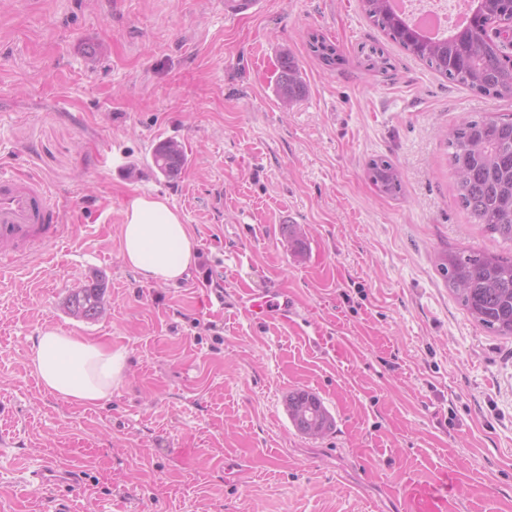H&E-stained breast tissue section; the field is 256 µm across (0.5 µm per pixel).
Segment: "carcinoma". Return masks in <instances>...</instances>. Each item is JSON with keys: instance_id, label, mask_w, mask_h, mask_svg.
Listing matches in <instances>:
<instances>
[{"instance_id": "obj_1", "label": "carcinoma", "mask_w": 512, "mask_h": 512, "mask_svg": "<svg viewBox=\"0 0 512 512\" xmlns=\"http://www.w3.org/2000/svg\"><path fill=\"white\" fill-rule=\"evenodd\" d=\"M393 0H361L368 19L389 39L450 82L482 95L512 99V55L489 30L512 13V0H469L467 20L439 38L425 36ZM310 51L327 67L340 60L335 43L313 33ZM279 96L299 99L305 92L300 65L288 57L278 81ZM448 156L456 176L460 205L477 224L512 243V118L488 113L462 121L448 132ZM153 167L164 177L177 176L186 156L173 141L152 152ZM369 182L383 195L403 191V174L389 158L377 156L365 165ZM439 272L470 316L494 336L512 337V258L450 249L443 253ZM105 280L98 276L73 291L66 308L73 315L95 319L104 308ZM288 414L294 427L306 433L307 420L318 421L322 434L334 419L322 401L305 390L288 393Z\"/></svg>"}]
</instances>
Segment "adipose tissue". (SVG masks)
Instances as JSON below:
<instances>
[{
  "instance_id": "adipose-tissue-1",
  "label": "adipose tissue",
  "mask_w": 512,
  "mask_h": 512,
  "mask_svg": "<svg viewBox=\"0 0 512 512\" xmlns=\"http://www.w3.org/2000/svg\"><path fill=\"white\" fill-rule=\"evenodd\" d=\"M120 241L124 263L146 283L177 284L197 260L195 236L162 196H138L128 202ZM29 362L49 393L96 405L120 385L127 356L125 351L47 326L33 338Z\"/></svg>"
}]
</instances>
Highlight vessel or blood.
<instances>
[{
    "mask_svg": "<svg viewBox=\"0 0 512 512\" xmlns=\"http://www.w3.org/2000/svg\"><path fill=\"white\" fill-rule=\"evenodd\" d=\"M62 221L63 211L42 178L0 173V263L29 256L56 240ZM241 307L257 322L275 318L285 324L295 316L272 289L250 295ZM399 512H448V494L436 479L408 482L401 490Z\"/></svg>",
    "mask_w": 512,
    "mask_h": 512,
    "instance_id": "1",
    "label": "vessel or blood"
}]
</instances>
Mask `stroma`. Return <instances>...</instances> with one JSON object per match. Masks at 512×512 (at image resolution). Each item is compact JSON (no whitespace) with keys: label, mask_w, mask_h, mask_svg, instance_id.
I'll list each match as a JSON object with an SVG mask.
<instances>
[{"label":"stroma","mask_w":512,"mask_h":512,"mask_svg":"<svg viewBox=\"0 0 512 512\" xmlns=\"http://www.w3.org/2000/svg\"><path fill=\"white\" fill-rule=\"evenodd\" d=\"M314 31L343 65L310 54ZM373 47L387 70L367 69ZM287 55L295 101L277 94ZM487 113L512 100L440 77L359 0H262L243 18L224 0H0V173L43 178L66 224L0 278V512H396L405 479L441 470L452 512H512V338L478 326L437 267L450 248L512 255L461 207L441 136ZM165 140L188 158L173 179L151 167ZM376 156L402 171L399 197L367 180ZM139 195L167 197L198 241L178 285L121 257ZM98 275L104 311L74 317L68 295ZM262 288L295 326L240 312ZM46 326L126 352L111 399L41 386L28 352ZM296 389L329 434L293 426ZM48 462L76 486L33 484ZM279 96L288 100H298L305 92V83L300 65L294 58H285L278 81ZM288 414L294 427L303 435H307L305 424L308 420L320 421L321 437L334 427V419L322 401L314 394L305 390H294L288 393Z\"/></svg>","instance_id":"stroma-1"}]
</instances>
